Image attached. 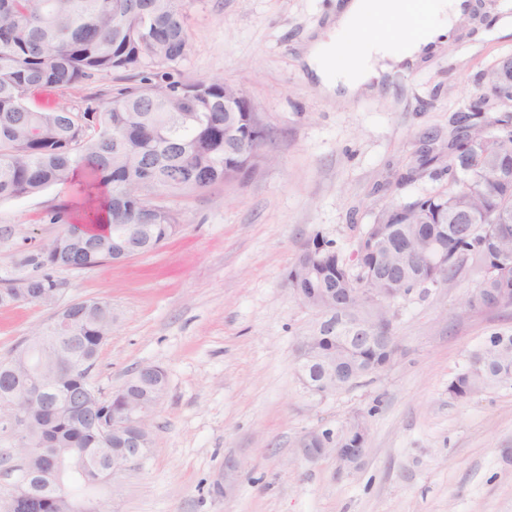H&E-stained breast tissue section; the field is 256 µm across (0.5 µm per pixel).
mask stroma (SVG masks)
<instances>
[{
    "instance_id": "obj_1",
    "label": "stroma",
    "mask_w": 512,
    "mask_h": 512,
    "mask_svg": "<svg viewBox=\"0 0 512 512\" xmlns=\"http://www.w3.org/2000/svg\"><path fill=\"white\" fill-rule=\"evenodd\" d=\"M342 0H185L186 51L170 65L188 84L241 86L267 138L265 161L243 179L166 199L181 235L122 263L56 270L61 304L108 303L112 335L90 385L111 398L140 367L155 365L167 390L155 408V445L118 489L93 493L104 512H512V385L464 401L448 384L493 334L512 335V307L467 305L477 275L465 268L395 306V356L357 385L320 397L299 380L295 353L315 323L286 283L315 235L351 258L378 212L437 187L395 184L428 136L448 163V119L485 94L481 76L512 54V0H473L470 19L432 60L397 72L379 95L339 106L323 96L300 48L325 31ZM113 76L36 104L84 108L122 88ZM78 211L71 188L50 186L0 202V288L31 275L25 255L63 231L53 210ZM51 309L0 307V359ZM368 418L362 469L297 448L309 431H341ZM22 442L0 429V512L10 499ZM240 478L213 493L226 457Z\"/></svg>"
}]
</instances>
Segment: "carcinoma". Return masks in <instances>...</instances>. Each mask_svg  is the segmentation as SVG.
I'll use <instances>...</instances> for the list:
<instances>
[{
	"instance_id": "carcinoma-1",
	"label": "carcinoma",
	"mask_w": 512,
	"mask_h": 512,
	"mask_svg": "<svg viewBox=\"0 0 512 512\" xmlns=\"http://www.w3.org/2000/svg\"><path fill=\"white\" fill-rule=\"evenodd\" d=\"M187 15L180 0H0V201L36 194L50 185L68 186L83 173V190L104 193V230L96 233L72 220L64 209L53 211L50 223L63 233L26 262L35 273L18 286L0 288V305L26 301L41 304L58 296L62 283L55 269L82 270L112 258V237L127 242L129 255L146 254L176 237L182 229L178 214L153 203L166 192L184 195L215 184H230L250 173L260 154L237 156L224 147V81L202 79L178 86L156 69L178 62L185 54ZM139 84L118 90L115 99L98 109L68 106L40 109L29 102L35 90L68 91L99 77L129 74ZM489 100L471 99L449 119L448 152L457 149L460 122L479 132ZM437 156L426 151L418 166L401 174L408 185L424 175L441 182L434 191L403 204L395 220L396 238L415 257V268L392 285L383 279L385 257L368 249L371 238L385 230L392 204L376 215L359 240L353 264L334 243L315 236L288 269L296 287L308 291L335 288L345 297L405 300L427 291L469 266L479 274L468 306L511 307L499 295L512 287V269L502 276L491 258L512 246V193L499 188L484 162L458 176L452 167L429 170ZM433 236L444 252L436 270L427 266L421 236ZM79 301L63 306L78 317V336L70 344L42 325L31 333L41 345L27 344L0 361V405L9 396V382L39 362L43 350L57 353L60 377L35 399L36 407L52 413L79 384L88 382L101 337L112 324ZM362 346L352 347L345 373L354 380L376 369L391 355L387 332L367 330ZM149 383L131 375L109 400L84 399L61 422L53 447L56 456L25 458L18 475L28 476V492L48 501L64 491L81 499L74 484L105 482L116 457L131 470L140 468L154 446L149 430L130 425L120 433H104L112 413L127 402L147 414L162 398L167 378L159 367H148ZM512 383V335H493L473 352L467 365L448 385V394L465 400L488 387ZM311 448H342L341 436L329 430L309 443Z\"/></svg>"
}]
</instances>
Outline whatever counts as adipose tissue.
Segmentation results:
<instances>
[{"instance_id": "ef3b65f1", "label": "adipose tissue", "mask_w": 512, "mask_h": 512, "mask_svg": "<svg viewBox=\"0 0 512 512\" xmlns=\"http://www.w3.org/2000/svg\"><path fill=\"white\" fill-rule=\"evenodd\" d=\"M425 8L428 23L415 34L410 32V16L400 8L398 0H345L327 38L308 40L303 47V60L313 71L321 91L340 103L378 93L382 74L394 65L406 60L420 61L449 43L462 14L457 0H427ZM375 12L381 13L384 21L401 24L404 35L393 41L357 33L347 64L334 67L333 55L349 29Z\"/></svg>"}]
</instances>
